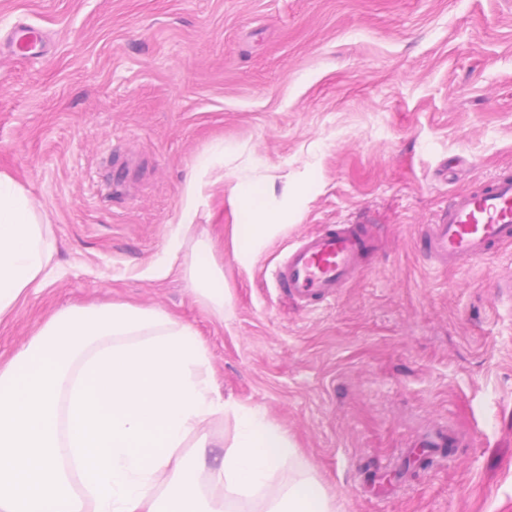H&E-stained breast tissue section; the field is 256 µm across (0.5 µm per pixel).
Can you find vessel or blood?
<instances>
[{
    "instance_id": "obj_1",
    "label": "vessel or blood",
    "mask_w": 512,
    "mask_h": 512,
    "mask_svg": "<svg viewBox=\"0 0 512 512\" xmlns=\"http://www.w3.org/2000/svg\"><path fill=\"white\" fill-rule=\"evenodd\" d=\"M0 51L42 58L44 37L25 22L0 37ZM426 261L437 268L485 260L497 247L512 243V172L453 193L433 223L420 231ZM376 237L364 224H328L290 241L269 273L274 288L303 310L336 300L363 270Z\"/></svg>"
}]
</instances>
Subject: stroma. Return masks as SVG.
<instances>
[{"instance_id":"stroma-1","label":"stroma","mask_w":512,"mask_h":512,"mask_svg":"<svg viewBox=\"0 0 512 512\" xmlns=\"http://www.w3.org/2000/svg\"><path fill=\"white\" fill-rule=\"evenodd\" d=\"M22 18L49 50L0 55V171L60 276L0 324V361L68 306L160 308L198 331L223 396L295 437L336 512H512V245L450 270L417 245L452 193L512 168V0H0V32ZM218 141L194 221L224 240L220 316L185 267L148 274ZM253 203L284 227L242 267ZM365 215L383 245L335 302L272 288L287 241ZM432 425L452 458L398 479Z\"/></svg>"}]
</instances>
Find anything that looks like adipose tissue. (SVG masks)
Here are the masks:
<instances>
[{"instance_id": "1", "label": "adipose tissue", "mask_w": 512, "mask_h": 512, "mask_svg": "<svg viewBox=\"0 0 512 512\" xmlns=\"http://www.w3.org/2000/svg\"><path fill=\"white\" fill-rule=\"evenodd\" d=\"M210 173L197 165L185 184L167 276L186 241L206 263L188 268L194 295L215 314L227 300L215 242L193 214ZM281 228L251 210L235 258L251 262ZM54 241L28 192L0 173V322L52 274ZM233 424L221 460L209 427ZM296 440L266 411L224 398L197 330L165 310L125 303L52 314L38 339L0 367V512H335L315 472L293 474ZM193 468L195 479L184 478ZM288 473L277 493L273 478Z\"/></svg>"}]
</instances>
